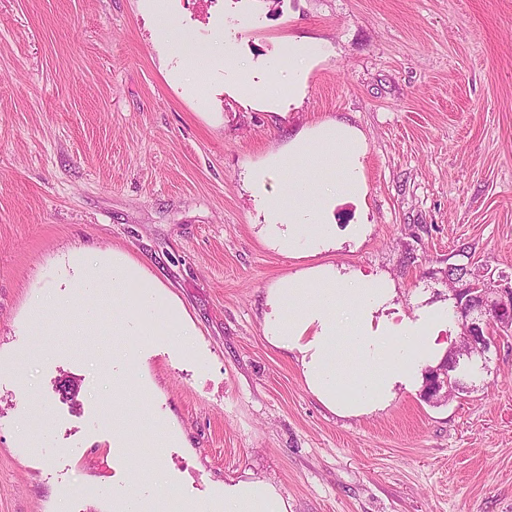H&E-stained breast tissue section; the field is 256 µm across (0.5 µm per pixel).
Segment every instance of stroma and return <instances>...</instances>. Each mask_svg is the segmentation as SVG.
<instances>
[{"label":"stroma","mask_w":512,"mask_h":512,"mask_svg":"<svg viewBox=\"0 0 512 512\" xmlns=\"http://www.w3.org/2000/svg\"><path fill=\"white\" fill-rule=\"evenodd\" d=\"M193 42L247 69L319 43L302 103L203 90L158 48L142 0H0V512H120L165 491L222 512L260 480L280 512H512V337L341 417L298 353L264 332L266 294L333 265L394 281L397 311L461 317L465 264L512 282V0H170ZM368 143L366 237L278 251L245 182L304 128ZM121 254L173 305L157 335L116 336L110 289L75 258ZM470 343L462 338V343L457 350L451 351L448 355V363H442L438 367L429 369L426 373V382H425V392L428 399L434 400L440 395L443 389H448V396L455 391L459 383L455 377L449 374V382H448V373L450 371H454L453 363L455 357L460 356L464 353L470 352L471 350ZM448 366L450 369L448 371ZM435 397V398H434Z\"/></svg>","instance_id":"35a3bbf8"}]
</instances>
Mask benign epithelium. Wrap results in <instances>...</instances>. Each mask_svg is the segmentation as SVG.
<instances>
[{
  "label": "benign epithelium",
  "instance_id": "1",
  "mask_svg": "<svg viewBox=\"0 0 512 512\" xmlns=\"http://www.w3.org/2000/svg\"><path fill=\"white\" fill-rule=\"evenodd\" d=\"M476 294L468 302L466 318L464 319V333L471 331L481 332L482 326L498 322L499 328L509 330L512 328V285H504L493 278L481 277L472 285ZM448 388V364L427 371L425 392L429 399L440 395Z\"/></svg>",
  "mask_w": 512,
  "mask_h": 512
}]
</instances>
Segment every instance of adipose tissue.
I'll use <instances>...</instances> for the list:
<instances>
[{
    "label": "adipose tissue",
    "mask_w": 512,
    "mask_h": 512,
    "mask_svg": "<svg viewBox=\"0 0 512 512\" xmlns=\"http://www.w3.org/2000/svg\"><path fill=\"white\" fill-rule=\"evenodd\" d=\"M164 40L173 52L186 57L199 76L223 66L235 94L269 111L302 99L313 66L324 58L316 46L296 43L288 50V64L273 63L275 81L246 83L232 44L214 51L194 50L171 23ZM366 154L367 143L359 129L328 121L298 134L287 148L268 154L249 169L253 197L274 229L282 253L293 257L316 252L336 237L338 229L331 219L334 207L342 200L367 196ZM277 177L284 178L285 189L275 195L268 184ZM105 281L119 287L140 286L128 300L138 311V320H113V335L133 330L150 336L166 320L168 307L157 303L153 288L140 285L136 272L123 260L113 258L108 267L96 259L82 264V284L97 288ZM394 295L395 286L386 277L314 267L280 280L269 290L265 334L276 347L301 354L308 387L336 414H366L385 406L396 385L418 380L444 350L440 335L448 329L447 311L439 310L423 326L378 318L381 305ZM224 512H276V506L269 486L252 481L225 493Z\"/></svg>",
    "instance_id": "1"
}]
</instances>
